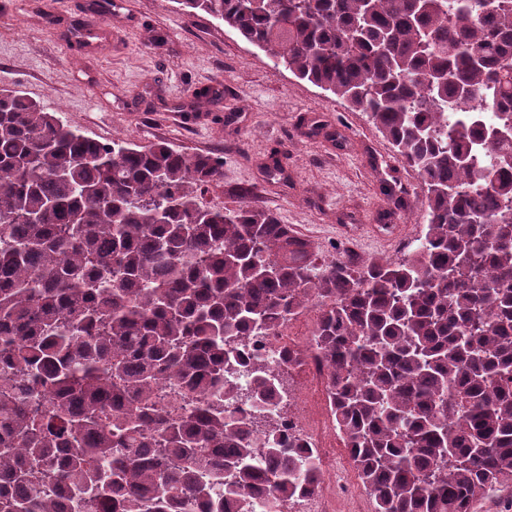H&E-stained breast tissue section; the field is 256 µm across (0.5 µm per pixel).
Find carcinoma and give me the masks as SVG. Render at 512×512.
<instances>
[{
    "mask_svg": "<svg viewBox=\"0 0 512 512\" xmlns=\"http://www.w3.org/2000/svg\"><path fill=\"white\" fill-rule=\"evenodd\" d=\"M173 2L366 113L424 230L397 261L319 262L274 214L204 202L218 157L1 88L0 512H286L316 449L261 413L276 370L246 340L314 306L287 362L325 364L374 512H471L512 483V0Z\"/></svg>",
    "mask_w": 512,
    "mask_h": 512,
    "instance_id": "1",
    "label": "carcinoma"
}]
</instances>
